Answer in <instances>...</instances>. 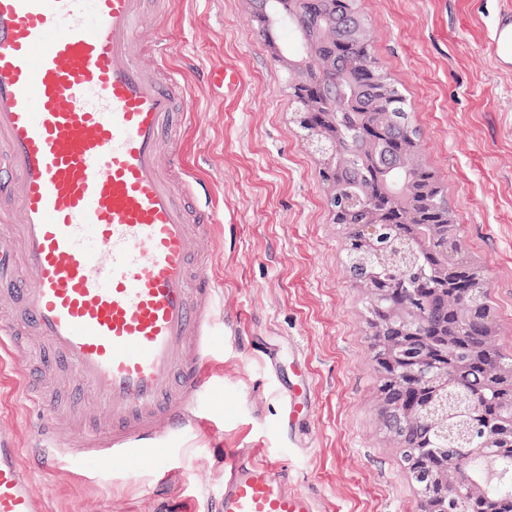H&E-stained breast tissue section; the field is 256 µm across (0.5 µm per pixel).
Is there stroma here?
I'll list each match as a JSON object with an SVG mask.
<instances>
[{"mask_svg": "<svg viewBox=\"0 0 512 512\" xmlns=\"http://www.w3.org/2000/svg\"><path fill=\"white\" fill-rule=\"evenodd\" d=\"M508 0H362L379 65L407 98L424 162L448 190L462 241L488 277L496 341L512 356V70L486 44ZM141 54L165 43L197 117L183 135L187 164L223 216L221 307L230 327L209 397L212 426L177 446L165 473L33 471L47 512H205L224 490L225 452L256 449L284 462L291 489L319 512H422L384 430L366 291L343 259L320 163L293 127L288 56L261 38L246 0H166L149 5ZM237 75L224 90L206 72ZM272 350L301 357L315 404L300 445L279 431ZM0 358V433L27 447L39 412ZM168 488L157 497L156 485Z\"/></svg>", "mask_w": 512, "mask_h": 512, "instance_id": "1", "label": "stroma"}]
</instances>
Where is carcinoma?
Instances as JSON below:
<instances>
[{
  "label": "carcinoma",
  "mask_w": 512,
  "mask_h": 512,
  "mask_svg": "<svg viewBox=\"0 0 512 512\" xmlns=\"http://www.w3.org/2000/svg\"><path fill=\"white\" fill-rule=\"evenodd\" d=\"M250 2L263 36L293 38L295 123L322 154L320 176L345 230L346 262L367 290L373 348L402 343L399 372L449 369L464 397L451 419H413L411 412L437 399L429 383H394L387 394L386 429L422 495L461 452L448 427L471 428L477 439L485 423L512 411V358L492 341L487 277L463 247L448 254V239L460 238L448 192L421 161L407 100L373 55L360 0ZM493 370L502 375L495 384ZM497 462L495 484L483 480L481 460L464 469L450 512H512V448Z\"/></svg>",
  "instance_id": "obj_1"
}]
</instances>
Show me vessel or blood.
Returning a JSON list of instances; mask_svg holds the SVG:
<instances>
[{
	"mask_svg": "<svg viewBox=\"0 0 512 512\" xmlns=\"http://www.w3.org/2000/svg\"><path fill=\"white\" fill-rule=\"evenodd\" d=\"M148 0H0V353L39 339L19 367L43 422L29 449L0 435V512H46L32 470L68 462L137 474L166 468L175 442L207 420L215 385V212L184 163L177 131L196 113L163 49L137 54ZM512 55V23L490 38ZM279 430L312 411L309 381L285 378ZM62 367L79 387L43 393ZM75 420L60 441L58 416ZM209 512H316L288 468L238 451Z\"/></svg>",
	"mask_w": 512,
	"mask_h": 512,
	"instance_id": "1",
	"label": "vessel or blood"
}]
</instances>
